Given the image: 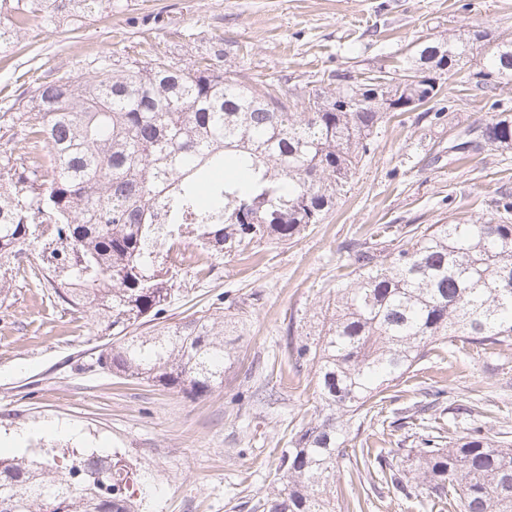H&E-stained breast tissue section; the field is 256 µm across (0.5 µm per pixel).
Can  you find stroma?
Segmentation results:
<instances>
[{
    "instance_id": "35a3bbf8",
    "label": "stroma",
    "mask_w": 512,
    "mask_h": 512,
    "mask_svg": "<svg viewBox=\"0 0 512 512\" xmlns=\"http://www.w3.org/2000/svg\"><path fill=\"white\" fill-rule=\"evenodd\" d=\"M145 29L183 64L220 45L221 63L292 101L335 88L341 74L396 65L421 37L475 29L511 37L512 0H112L111 16L79 31L38 29L32 46L0 61V94H22L29 71L82 77L92 58L138 49ZM442 97L440 119L415 110L383 124L347 194L298 241L214 260L203 276L179 269L170 322L228 297L247 315L239 363L201 399L101 367L106 337L54 303L50 288L31 279L28 258L16 260L0 303V437L26 440L0 446V457L108 452L133 469L138 512H252L272 490V449L319 414L314 369L290 352L317 335L322 301L350 262L347 244L370 239L379 224L397 231L464 221L512 193V153L448 150L461 131L487 123L494 100L512 111V84L485 92L463 72L445 79ZM417 370L425 389L446 391L427 416L447 437L469 425L456 408L475 405L495 416L490 436L512 442V348L431 354ZM339 488L367 493L366 512H428L383 484Z\"/></svg>"
}]
</instances>
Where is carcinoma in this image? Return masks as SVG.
I'll return each instance as SVG.
<instances>
[{"label":"carcinoma","mask_w":512,"mask_h":512,"mask_svg":"<svg viewBox=\"0 0 512 512\" xmlns=\"http://www.w3.org/2000/svg\"><path fill=\"white\" fill-rule=\"evenodd\" d=\"M112 0H0V58L32 23L83 20ZM483 43L476 87L512 83V39L486 31L427 37L401 64L342 75L292 110L207 55L179 65L157 52L148 62L98 56L91 72L35 83L28 100L0 113V139L17 129L25 146L0 149V294L7 263L35 252L39 227L54 226L60 267L31 271L74 314L112 337L98 362L116 375L192 399L224 383L237 360L228 336H242L237 304L170 325L178 295L168 250L191 240L211 259L264 240L291 243L325 221L347 193L371 136L404 96L422 94L417 73H456ZM479 141L512 151V115L497 112ZM354 251L352 279L339 275L317 338L296 347L316 367L320 418L277 451L276 490L264 512H363L361 497L339 503L336 464L370 476L430 512H512V444L483 426L443 447L442 428L416 405L389 426L411 430L406 469L364 443L348 445L349 421L374 425L385 393L416 377L427 353L450 346H512V195L467 223L410 224ZM153 323L142 333L139 328ZM132 472L115 455L44 460L0 457V512H135Z\"/></svg>","instance_id":"carcinoma-1"}]
</instances>
